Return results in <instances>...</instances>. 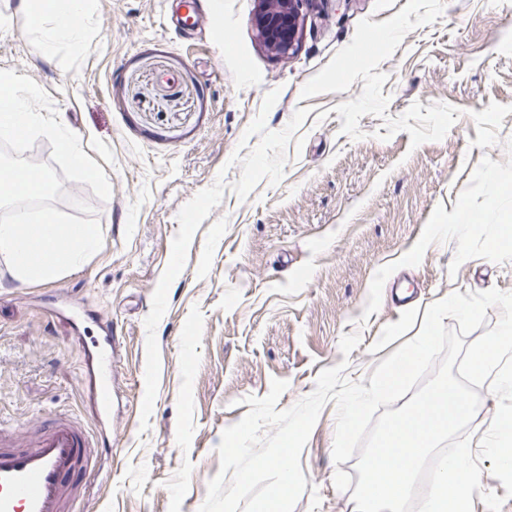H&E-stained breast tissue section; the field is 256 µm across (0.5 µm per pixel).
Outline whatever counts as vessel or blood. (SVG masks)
<instances>
[{
	"instance_id": "vessel-or-blood-1",
	"label": "vessel or blood",
	"mask_w": 512,
	"mask_h": 512,
	"mask_svg": "<svg viewBox=\"0 0 512 512\" xmlns=\"http://www.w3.org/2000/svg\"><path fill=\"white\" fill-rule=\"evenodd\" d=\"M103 378L96 392L101 408L112 405V349L95 356ZM0 428V512H82L80 476L95 460L98 437L70 415L56 417L27 446Z\"/></svg>"
}]
</instances>
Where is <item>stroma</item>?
I'll list each match as a JSON object with an SVG mask.
<instances>
[{
	"label": "stroma",
	"instance_id": "stroma-1",
	"mask_svg": "<svg viewBox=\"0 0 512 512\" xmlns=\"http://www.w3.org/2000/svg\"><path fill=\"white\" fill-rule=\"evenodd\" d=\"M0 0V70L31 77L108 177L64 181L102 247L22 284L0 261V418L100 430L84 338L111 321L112 452L87 512H199L225 428L287 382L347 379L420 331L452 293L512 292V0H316L294 54L267 52L256 0H91L87 51L42 46ZM224 20L217 37L213 21ZM382 42H373V35ZM477 221L452 227L459 208ZM361 342L343 356V335ZM321 411L294 512H356Z\"/></svg>",
	"mask_w": 512,
	"mask_h": 512
}]
</instances>
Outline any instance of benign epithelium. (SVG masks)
<instances>
[{
	"mask_svg": "<svg viewBox=\"0 0 512 512\" xmlns=\"http://www.w3.org/2000/svg\"><path fill=\"white\" fill-rule=\"evenodd\" d=\"M312 0H257L254 17L257 36L264 48L276 56L295 52Z\"/></svg>",
	"mask_w": 512,
	"mask_h": 512,
	"instance_id": "benign-epithelium-1",
	"label": "benign epithelium"
}]
</instances>
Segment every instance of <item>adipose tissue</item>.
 <instances>
[{
	"label": "adipose tissue",
	"instance_id": "1",
	"mask_svg": "<svg viewBox=\"0 0 512 512\" xmlns=\"http://www.w3.org/2000/svg\"><path fill=\"white\" fill-rule=\"evenodd\" d=\"M21 5L46 43L63 41L77 51L85 48L86 29L81 21L89 11L88 0H21Z\"/></svg>",
	"mask_w": 512,
	"mask_h": 512
}]
</instances>
